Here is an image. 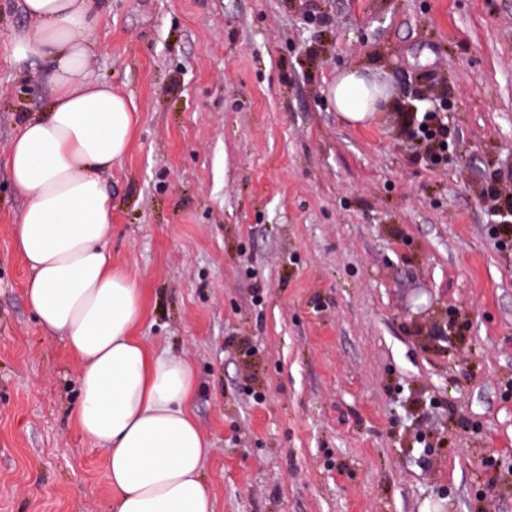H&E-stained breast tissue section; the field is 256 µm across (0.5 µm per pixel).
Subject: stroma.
<instances>
[{"label": "stroma", "instance_id": "1", "mask_svg": "<svg viewBox=\"0 0 512 512\" xmlns=\"http://www.w3.org/2000/svg\"><path fill=\"white\" fill-rule=\"evenodd\" d=\"M27 23L0 0V512H112L13 247L7 154L47 97L5 57ZM351 67L391 89L361 125L325 95ZM89 69L138 107L109 250L137 335L194 368L212 512H512V241L484 192L512 194V0H107ZM419 133L423 140L433 146L434 150L441 153L448 150V129L444 126L428 124L427 128H420ZM443 146H446V149H443ZM439 152L434 151L433 159H439L442 156Z\"/></svg>", "mask_w": 512, "mask_h": 512}]
</instances>
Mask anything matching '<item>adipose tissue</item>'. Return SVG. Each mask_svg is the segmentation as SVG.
<instances>
[{
  "instance_id": "adipose-tissue-1",
  "label": "adipose tissue",
  "mask_w": 512,
  "mask_h": 512,
  "mask_svg": "<svg viewBox=\"0 0 512 512\" xmlns=\"http://www.w3.org/2000/svg\"><path fill=\"white\" fill-rule=\"evenodd\" d=\"M28 26L14 30L13 62L46 64L50 95L13 139L8 168L28 203L14 247L30 270L27 305L42 329L82 361L72 415L106 453L113 512H211L201 470L208 445L190 411L195 381L182 357L135 333L143 299L113 268L112 196L102 179L126 155L136 122L131 100L91 78L88 60L100 0H23ZM350 124L390 103L385 81L353 68L327 89Z\"/></svg>"
}]
</instances>
